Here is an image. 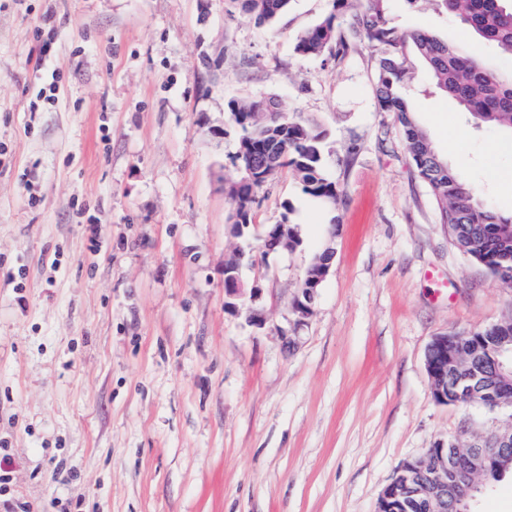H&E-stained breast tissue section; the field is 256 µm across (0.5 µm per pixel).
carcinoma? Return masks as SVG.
I'll return each instance as SVG.
<instances>
[{
	"label": "carcinoma",
	"mask_w": 512,
	"mask_h": 512,
	"mask_svg": "<svg viewBox=\"0 0 512 512\" xmlns=\"http://www.w3.org/2000/svg\"><path fill=\"white\" fill-rule=\"evenodd\" d=\"M239 10L258 23L274 22L290 0H235ZM390 0H334L335 10L353 13V35L377 52L375 97L381 112L394 114L400 136L416 176L431 190L454 245L486 267L494 276L512 282V214L504 215L477 197L436 151L416 120L414 101L404 90L412 87L413 72L406 47L413 45L428 64L437 88L456 101L472 124L512 130V75L495 73L456 46L424 30L405 32L388 18ZM461 24L478 37L512 56V0H439ZM336 15L331 14L299 37L294 51L317 56L333 46L346 54L349 44L335 38ZM230 118L240 130L248 152L239 156L244 167L274 144L280 147L275 170L289 169L300 179L303 192L319 203L338 200L336 184L325 172L323 132L289 115L274 99L233 101ZM259 185L236 180L227 189L236 204L235 224L251 223V206ZM486 336L512 342V319L473 334H458L460 355L481 347ZM492 395L512 399V374L488 367Z\"/></svg>",
	"instance_id": "1"
}]
</instances>
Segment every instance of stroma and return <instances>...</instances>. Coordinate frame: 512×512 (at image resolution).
I'll list each match as a JSON object with an SVG mask.
<instances>
[{
    "label": "stroma",
    "mask_w": 512,
    "mask_h": 512,
    "mask_svg": "<svg viewBox=\"0 0 512 512\" xmlns=\"http://www.w3.org/2000/svg\"><path fill=\"white\" fill-rule=\"evenodd\" d=\"M331 14L349 36L332 0H291L270 25L226 0H0V512H376L404 461L512 421L433 397L432 339L512 318V282L449 240L378 109L373 51L294 53ZM389 18L512 73L433 0H390ZM412 62L436 150L511 214L512 131L468 127ZM268 95L324 131L339 199L318 208L286 169L257 191L253 223L287 214L300 236L269 255L247 241L258 329L224 292L245 242L228 105ZM332 254V247L327 245L320 253L315 255L307 268L300 286V296L295 299L292 307L295 317L293 322L294 326L304 325L312 315V306L317 295V290L320 288L329 272Z\"/></svg>",
    "instance_id": "stroma-1"
}]
</instances>
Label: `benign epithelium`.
<instances>
[{"label":"benign epithelium","instance_id":"1","mask_svg":"<svg viewBox=\"0 0 512 512\" xmlns=\"http://www.w3.org/2000/svg\"><path fill=\"white\" fill-rule=\"evenodd\" d=\"M273 169L274 162L266 155L261 163L241 170V180L265 184ZM260 238L283 246L288 241V225L267 224ZM332 254V247H325L307 268L300 296L292 307L294 326L307 323L312 315L317 290L329 272ZM224 290L231 299L244 295L239 264L224 268ZM457 349V336L448 333L434 337L428 348L426 369L434 399L442 404H457L461 392L473 394L481 385V374L475 370L463 372L456 376L453 385H448L445 377L448 355L456 353ZM511 452L512 436L499 431L475 437L466 452L461 451L454 439L438 440L423 456L407 460L397 468L380 494L377 512H468L469 501L481 488L479 479L488 478L499 461Z\"/></svg>","mask_w":512,"mask_h":512}]
</instances>
